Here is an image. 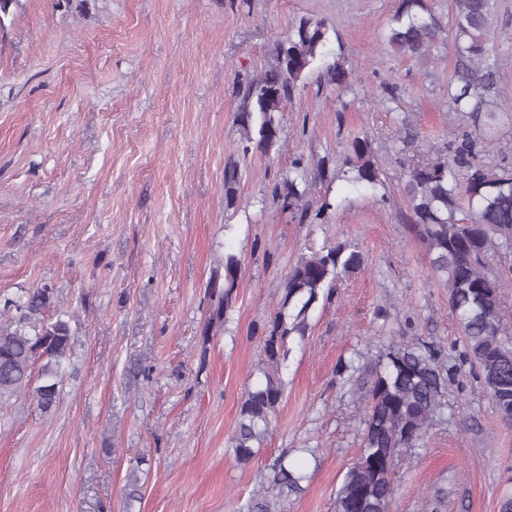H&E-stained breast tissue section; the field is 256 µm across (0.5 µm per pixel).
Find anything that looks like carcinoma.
Here are the masks:
<instances>
[{
    "label": "carcinoma",
    "instance_id": "1",
    "mask_svg": "<svg viewBox=\"0 0 512 512\" xmlns=\"http://www.w3.org/2000/svg\"><path fill=\"white\" fill-rule=\"evenodd\" d=\"M500 0H450V15L438 13L428 0H400L383 38L397 56L427 64L452 51L459 86L450 94L454 111L491 131L502 115L512 112V90L499 86L497 57L489 47L498 26ZM332 27L324 20L302 17L291 34L276 44V64L250 79L239 90L236 121L244 143L268 149L278 139L277 113L292 98L298 82L316 62L320 80L343 89L350 72L341 52L328 49ZM490 147L477 131L464 133L445 149L416 163L404 174V198L409 220L433 255L432 270L448 288V305L464 342V361L479 378L494 412L512 424V339L503 312L504 289L512 284V264L496 259L512 254V161L493 167L474 162L479 146ZM342 165L352 181L375 190L382 185V168L367 138L351 140ZM296 177L276 185L273 196L285 210L308 216L306 189ZM238 169H224L227 205L235 200ZM465 212L460 219L458 214ZM364 264L349 243L324 246L299 257L288 274L278 311L261 340L260 381L246 390L228 449L236 462L252 463L282 402V369L291 336L305 337L308 312L319 298L330 299L336 282ZM224 288L211 292L209 324H221L234 301L239 260L225 256ZM54 300L46 285L23 299H6L0 323V400L31 393L38 407L49 412L59 398L60 369L70 348L68 323L48 322L43 312ZM40 368H35L36 363ZM354 368L339 363L342 376ZM359 371L356 385L368 397L359 454L336 491V512H390L396 494V460L422 446L436 417L448 409V380L457 367L419 342L391 343ZM270 493H258L239 512H278L281 497L302 490L303 474L288 468L285 458L272 465Z\"/></svg>",
    "mask_w": 512,
    "mask_h": 512
}]
</instances>
